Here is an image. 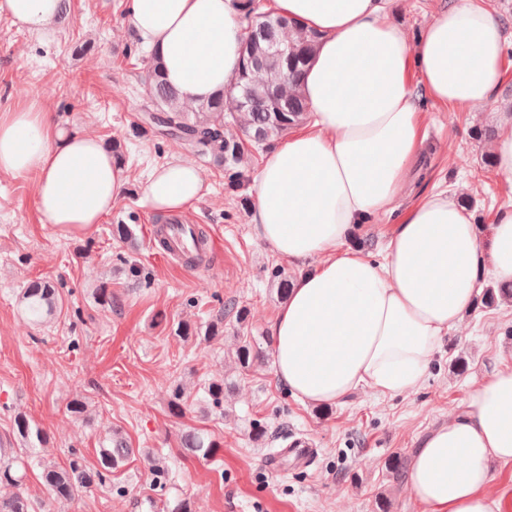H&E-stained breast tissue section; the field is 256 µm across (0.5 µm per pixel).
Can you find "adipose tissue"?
I'll return each instance as SVG.
<instances>
[{"instance_id": "1", "label": "adipose tissue", "mask_w": 512, "mask_h": 512, "mask_svg": "<svg viewBox=\"0 0 512 512\" xmlns=\"http://www.w3.org/2000/svg\"><path fill=\"white\" fill-rule=\"evenodd\" d=\"M60 0H0L33 32ZM394 0H264L263 11L319 36L303 92L309 120L272 147L254 175L251 222L276 255L308 270L269 330L276 379L303 402L331 405L368 389H419L449 330L486 276L512 282V207L480 229L440 190L400 205L424 140L421 98L468 111L487 103L504 31L476 0H441L417 40L389 19ZM125 20L161 61L181 103L219 93L245 37L243 0H125ZM0 173L36 174L47 223L86 232L111 212L126 180L103 142L61 133L38 103L0 113ZM204 190L200 170L175 157L150 171L143 193L162 214ZM398 212L383 259L347 247L368 218ZM512 464V365L472 391L464 412L414 452L408 485L423 512H501L491 463Z\"/></svg>"}]
</instances>
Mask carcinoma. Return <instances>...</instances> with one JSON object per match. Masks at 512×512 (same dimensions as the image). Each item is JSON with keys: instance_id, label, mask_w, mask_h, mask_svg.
Instances as JSON below:
<instances>
[{"instance_id": "1", "label": "carcinoma", "mask_w": 512, "mask_h": 512, "mask_svg": "<svg viewBox=\"0 0 512 512\" xmlns=\"http://www.w3.org/2000/svg\"><path fill=\"white\" fill-rule=\"evenodd\" d=\"M281 23L275 19L261 28H251L243 43L242 63L232 82L210 100L195 106L179 103L177 90L169 85L162 73L160 61L151 55L149 93L152 111L148 116L157 119L152 127L171 130V136L185 142L202 156H211L216 162L237 163L242 159L239 142L224 136V119L230 117L243 126L248 137L258 145L281 136L302 124L308 118V104L301 93L305 69L315 50L317 36L302 29L293 35L281 37ZM285 45L288 56L273 52V47ZM249 94L248 103L239 108H228V102L238 93ZM24 308L34 318L50 317L56 308V289L50 283H32L22 294ZM224 320L213 322L208 334L201 337L189 324L178 328V336L203 341L221 336ZM236 359L243 369L261 360V352L249 341L236 349ZM13 433L22 442L36 439L41 447L49 444L47 436L34 429L26 415L14 417ZM180 448L184 455L208 459L217 455L218 443L204 434L190 430L181 436ZM134 449L119 436L110 438L109 445L99 449V468L89 470L81 457L73 456L68 467L61 468L48 458L36 453L35 465L40 478L56 500L71 499L80 488H91L105 483L106 473L122 466ZM16 488L8 497L0 496V512H30L31 501L22 490L23 474L10 462L0 461V485Z\"/></svg>"}]
</instances>
